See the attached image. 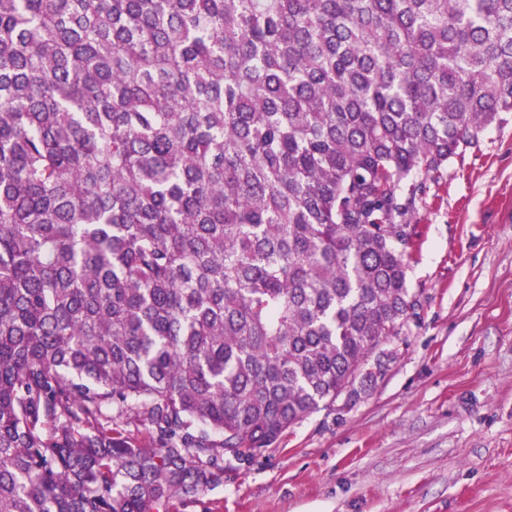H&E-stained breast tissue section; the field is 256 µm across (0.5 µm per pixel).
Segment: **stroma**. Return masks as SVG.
<instances>
[{"label": "stroma", "instance_id": "1", "mask_svg": "<svg viewBox=\"0 0 512 512\" xmlns=\"http://www.w3.org/2000/svg\"><path fill=\"white\" fill-rule=\"evenodd\" d=\"M399 359L173 512H512V114L427 181Z\"/></svg>", "mask_w": 512, "mask_h": 512}]
</instances>
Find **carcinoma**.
Segmentation results:
<instances>
[{"label": "carcinoma", "instance_id": "cac0c4a2", "mask_svg": "<svg viewBox=\"0 0 512 512\" xmlns=\"http://www.w3.org/2000/svg\"><path fill=\"white\" fill-rule=\"evenodd\" d=\"M508 113L512 0H0V512H170L354 405L418 177Z\"/></svg>", "mask_w": 512, "mask_h": 512}]
</instances>
